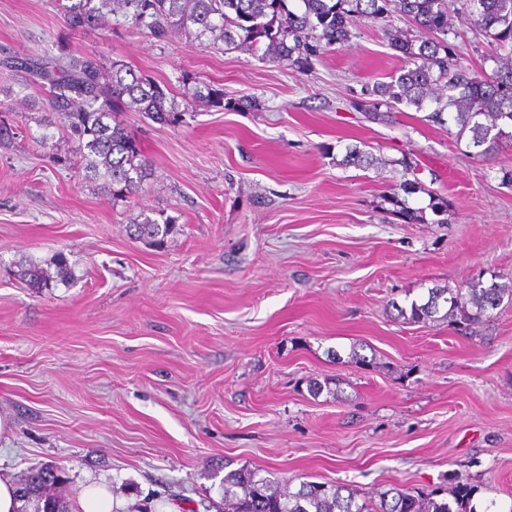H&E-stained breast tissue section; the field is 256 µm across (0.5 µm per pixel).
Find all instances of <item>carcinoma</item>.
<instances>
[{
  "instance_id": "cac0c4a2",
  "label": "carcinoma",
  "mask_w": 512,
  "mask_h": 512,
  "mask_svg": "<svg viewBox=\"0 0 512 512\" xmlns=\"http://www.w3.org/2000/svg\"><path fill=\"white\" fill-rule=\"evenodd\" d=\"M292 10L288 0H56L67 28L112 30V17L162 41L181 35L232 50L263 45V56L289 68L303 70L333 46L350 42L361 19L386 21L397 12L411 29L387 30L392 49L404 65L390 80L365 86L354 107L373 120H381V107L400 105L423 110L434 105L428 120L454 123L459 134H469L476 155L487 156L498 141L512 139V0H464L466 24L479 29L490 42L491 71L475 70L451 58L448 46V0H299ZM28 69L48 85L42 142L52 138L48 130L60 129L78 142L85 161V177L102 179L121 200L142 189L151 164L138 141L112 119L117 112H142L161 124L183 121V112L157 83L123 63H106L94 54L68 49L55 59L38 58ZM442 85L447 98L432 96ZM194 94L213 106L224 103L221 89L195 88ZM345 162L368 168L376 158L359 148L346 152ZM129 235L154 247H162L174 234L173 220L161 221L142 213L128 226ZM70 269L63 256L43 267L34 261L22 270L34 289L49 288L67 280ZM512 303V288L498 282L471 281L463 288H432L427 299L409 307L394 305L397 318L406 324L448 321L471 328L490 317L503 302ZM67 478L52 462H46L18 480V512H71L62 493ZM221 505L217 512H477L476 489L458 484L451 498L435 493L413 494L396 485L376 493L370 506L358 502L354 489L343 484L302 481L293 487L260 470L241 467L224 473L220 480Z\"/></svg>"
}]
</instances>
